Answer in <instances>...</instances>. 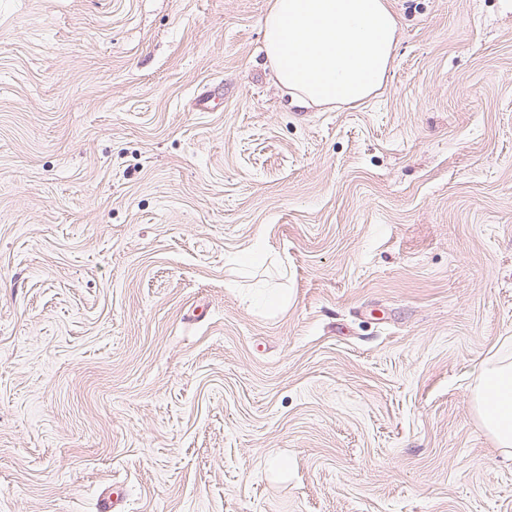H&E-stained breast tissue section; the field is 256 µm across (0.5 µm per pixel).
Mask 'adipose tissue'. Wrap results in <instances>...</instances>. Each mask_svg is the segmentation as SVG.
Returning <instances> with one entry per match:
<instances>
[{
  "label": "adipose tissue",
  "mask_w": 512,
  "mask_h": 512,
  "mask_svg": "<svg viewBox=\"0 0 512 512\" xmlns=\"http://www.w3.org/2000/svg\"><path fill=\"white\" fill-rule=\"evenodd\" d=\"M398 29L388 0H271L264 49L294 105H359L381 88ZM472 400L496 447L512 448L511 351L480 365Z\"/></svg>",
  "instance_id": "obj_1"
}]
</instances>
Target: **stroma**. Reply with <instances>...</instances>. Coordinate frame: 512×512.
Returning <instances> with one entry per match:
<instances>
[{
    "label": "stroma",
    "instance_id": "stroma-1",
    "mask_svg": "<svg viewBox=\"0 0 512 512\" xmlns=\"http://www.w3.org/2000/svg\"><path fill=\"white\" fill-rule=\"evenodd\" d=\"M390 3L327 109L269 0H0V512H512V0ZM477 418L496 448L512 447V352L483 362L472 389Z\"/></svg>",
    "mask_w": 512,
    "mask_h": 512
}]
</instances>
